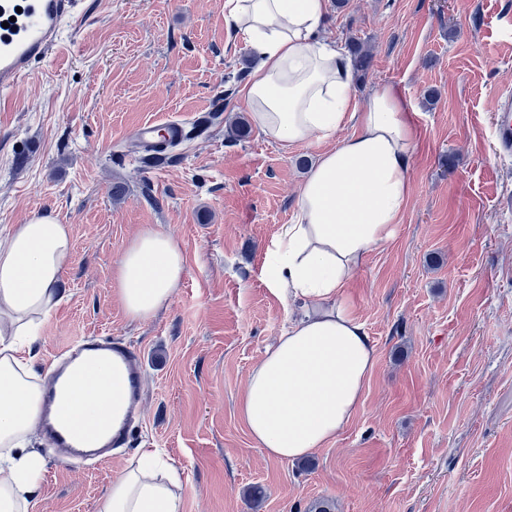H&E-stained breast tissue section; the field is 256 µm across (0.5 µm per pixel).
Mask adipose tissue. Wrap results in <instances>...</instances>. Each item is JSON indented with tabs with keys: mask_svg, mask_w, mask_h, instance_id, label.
I'll use <instances>...</instances> for the list:
<instances>
[{
	"mask_svg": "<svg viewBox=\"0 0 512 512\" xmlns=\"http://www.w3.org/2000/svg\"><path fill=\"white\" fill-rule=\"evenodd\" d=\"M329 0H225L224 20L255 65L241 94L251 121L288 147L335 139L301 182L297 214L267 250L266 282L302 313L268 346L238 398V412L268 458L294 461L333 441L351 421L375 347L345 290L366 256L395 235L410 200L413 105L389 87L358 105L343 51L320 36ZM350 136H343L346 126ZM73 258L68 225L41 215L0 237V512H32L45 461L27 450L42 417L31 346L59 305ZM185 273L170 233L142 230L124 251L112 288L127 315L153 317ZM125 389L74 374L64 400L97 421ZM181 472L156 448L112 482L103 512H181Z\"/></svg>",
	"mask_w": 512,
	"mask_h": 512,
	"instance_id": "adipose-tissue-1",
	"label": "adipose tissue"
}]
</instances>
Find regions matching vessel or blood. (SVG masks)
<instances>
[{"mask_svg": "<svg viewBox=\"0 0 512 512\" xmlns=\"http://www.w3.org/2000/svg\"><path fill=\"white\" fill-rule=\"evenodd\" d=\"M76 0H0V93H5L58 45ZM134 135L141 146L156 150L183 138L180 123L139 125ZM125 370L127 410L121 422L105 418L87 425L80 417H60V391L71 382L73 366L98 362ZM52 376L43 398L42 426L53 452L73 464L100 462L125 447L129 425L139 413L141 372L137 352L126 342L97 336L81 337L59 351L51 362Z\"/></svg>", "mask_w": 512, "mask_h": 512, "instance_id": "b4317fda", "label": "vessel or blood"}]
</instances>
